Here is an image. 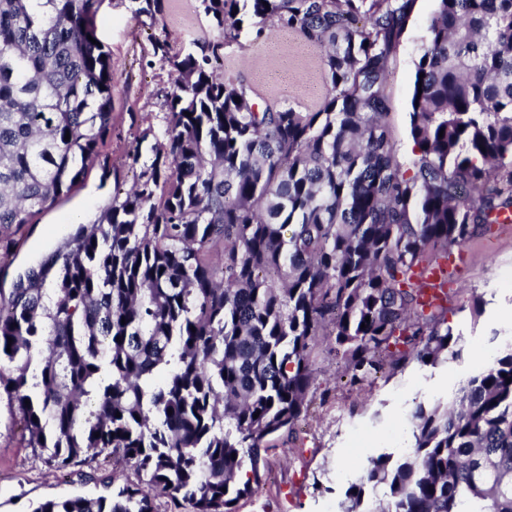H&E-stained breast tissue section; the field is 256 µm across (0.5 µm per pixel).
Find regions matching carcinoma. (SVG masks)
Returning a JSON list of instances; mask_svg holds the SVG:
<instances>
[{"label":"carcinoma","instance_id":"carcinoma-1","mask_svg":"<svg viewBox=\"0 0 512 512\" xmlns=\"http://www.w3.org/2000/svg\"><path fill=\"white\" fill-rule=\"evenodd\" d=\"M101 2L0 0V233L77 187L112 131ZM436 2L404 162L384 86L413 0H201L220 39H156L172 91L151 162L0 297V394L34 456L103 455L139 481L31 512H154L157 494L236 512L308 410L317 337L352 386L461 358L417 271L512 215V0ZM247 21L323 50L317 111L259 106L224 73ZM508 378L512 336L451 405L414 408L409 455L371 460L340 512H512ZM368 484L387 488L373 506Z\"/></svg>","mask_w":512,"mask_h":512}]
</instances>
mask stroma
<instances>
[{
	"label": "stroma",
	"mask_w": 512,
	"mask_h": 512,
	"mask_svg": "<svg viewBox=\"0 0 512 512\" xmlns=\"http://www.w3.org/2000/svg\"><path fill=\"white\" fill-rule=\"evenodd\" d=\"M135 8L134 0H103L96 17L112 67V133L75 191L0 242V291L10 292L20 274L51 254L72 222H96L115 191L131 188L140 172L129 157L133 148H140L142 162L151 159V147L166 127L171 90L170 67L155 55L154 38L167 40L175 54L186 52L194 39L219 37L201 0H163L161 13L152 17L135 15ZM435 10L436 0H415L389 58L387 121L402 160L413 148L414 74ZM224 71L243 75L259 104L280 102L313 112L328 92L321 51L293 31L248 33L227 42ZM462 250L460 270L447 285L449 320L465 336L461 359L435 367L411 359L353 387L329 339L319 337L310 356L318 380L308 411L293 432L270 438L261 488L240 499L236 512H339L348 484L370 458L408 453V417L416 405L447 401L469 371L487 362L494 333L512 331V226L491 225ZM476 303L482 307L478 315ZM134 477L132 467L115 470L99 457L47 470L26 448L14 404L0 398V512H29L32 503L46 498L97 496L107 493L111 480Z\"/></svg>",
	"instance_id": "stroma-1"
}]
</instances>
